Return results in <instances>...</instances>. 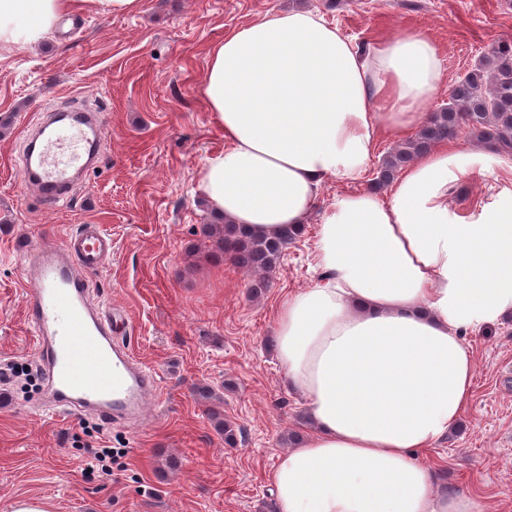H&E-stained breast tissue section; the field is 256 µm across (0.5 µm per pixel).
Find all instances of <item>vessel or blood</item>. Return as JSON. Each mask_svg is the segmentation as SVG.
Returning a JSON list of instances; mask_svg holds the SVG:
<instances>
[{"instance_id": "obj_1", "label": "vessel or blood", "mask_w": 512, "mask_h": 512, "mask_svg": "<svg viewBox=\"0 0 512 512\" xmlns=\"http://www.w3.org/2000/svg\"><path fill=\"white\" fill-rule=\"evenodd\" d=\"M105 127L101 113L80 110L71 120L41 121L22 161L25 186L49 204L66 202L96 163ZM112 240L100 225L69 234L66 247H41L24 265L26 317L33 329L50 404L59 411H96L104 419L139 417L158 389L154 372L122 346L125 315L92 305L86 272L101 269Z\"/></svg>"}]
</instances>
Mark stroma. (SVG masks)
<instances>
[{"mask_svg":"<svg viewBox=\"0 0 512 512\" xmlns=\"http://www.w3.org/2000/svg\"><path fill=\"white\" fill-rule=\"evenodd\" d=\"M290 6L317 10L358 45L428 34L444 67L430 113L492 43L512 40V0H142L122 15L88 2L50 41L0 51V119L10 120L0 130V366L29 369L0 383V512L20 499L49 512H274L269 474L290 438L309 431L302 398L283 382L275 315L286 294L316 279L318 223L306 224L252 296L253 275L212 256L195 176L224 144L201 94L210 46ZM71 100L100 107L103 156L71 201L52 207L24 187L19 161L44 111ZM505 186L512 170L476 172L448 203L466 219ZM81 224L112 237L111 257L88 276L91 300L127 311L126 342L157 374L139 421L62 415L28 386L38 362L23 264ZM465 340L475 364L469 401L458 430L423 460L439 486L479 495L487 512H512V314ZM201 385L241 427L236 446L215 430ZM102 448L115 451L108 476L95 460Z\"/></svg>","mask_w":512,"mask_h":512,"instance_id":"obj_1","label":"stroma"}]
</instances>
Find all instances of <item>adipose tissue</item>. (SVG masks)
I'll use <instances>...</instances> for the list:
<instances>
[{
    "instance_id": "ef3b65f1",
    "label": "adipose tissue",
    "mask_w": 512,
    "mask_h": 512,
    "mask_svg": "<svg viewBox=\"0 0 512 512\" xmlns=\"http://www.w3.org/2000/svg\"><path fill=\"white\" fill-rule=\"evenodd\" d=\"M136 11L141 0H0V48H27L85 2ZM444 73L418 31L358 48L311 9L266 15L211 46L202 96L224 133L197 186L225 222L277 236L320 214L319 279L279 307L283 381L313 432L270 474L276 512H486L439 490L419 458L458 425L474 379L462 336L512 313V188L461 220L449 190L497 174L495 150L442 146L409 164L388 198L346 193L378 132L405 138Z\"/></svg>"
}]
</instances>
